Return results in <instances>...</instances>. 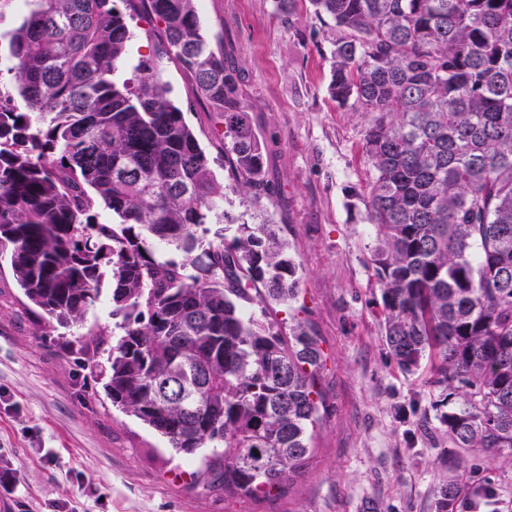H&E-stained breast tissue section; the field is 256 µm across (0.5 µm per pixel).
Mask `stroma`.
<instances>
[{
  "instance_id": "35a3bbf8",
  "label": "stroma",
  "mask_w": 512,
  "mask_h": 512,
  "mask_svg": "<svg viewBox=\"0 0 512 512\" xmlns=\"http://www.w3.org/2000/svg\"><path fill=\"white\" fill-rule=\"evenodd\" d=\"M206 36L240 73L239 92L263 146L272 212L297 264V294L274 311L319 336L326 400L302 476L285 492L240 501L190 488L191 463L113 407L97 377L111 336L109 295L70 327L47 323L0 258V512H435L441 485L459 512H512V451L467 452L440 436L444 391L423 362L401 370L383 342L375 243L361 146L368 118L328 93L336 31L309 0L281 15L275 0H196ZM131 60L159 62L210 159L232 184L224 125L146 10L128 19Z\"/></svg>"
}]
</instances>
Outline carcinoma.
<instances>
[{
    "label": "carcinoma",
    "instance_id": "obj_1",
    "mask_svg": "<svg viewBox=\"0 0 512 512\" xmlns=\"http://www.w3.org/2000/svg\"><path fill=\"white\" fill-rule=\"evenodd\" d=\"M224 120L234 185L217 181L162 72L130 64L116 0H30L0 33V247L27 299L61 327L111 290L100 338L112 406L200 459L191 484L267 497L304 472L324 355L267 205L263 147L238 72L195 0L136 2ZM335 22L331 99L369 116L362 141L383 341L432 362L458 397L453 448L512 449V0H309ZM252 195V223L226 209ZM201 255H196V252ZM459 491L439 489L436 512Z\"/></svg>",
    "mask_w": 512,
    "mask_h": 512
}]
</instances>
